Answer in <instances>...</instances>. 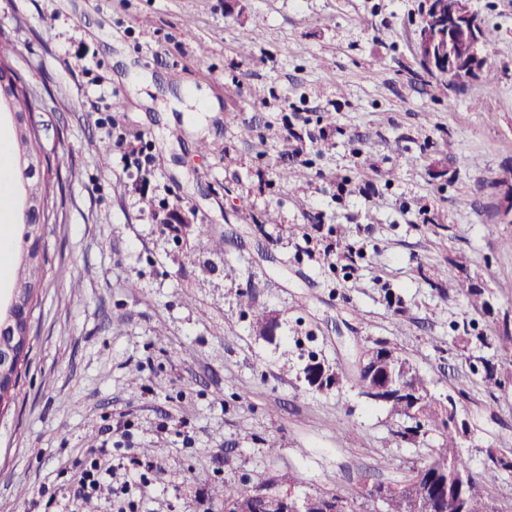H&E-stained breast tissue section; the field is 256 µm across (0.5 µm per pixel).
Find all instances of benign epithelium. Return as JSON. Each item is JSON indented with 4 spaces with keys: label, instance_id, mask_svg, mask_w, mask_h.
Instances as JSON below:
<instances>
[{
    "label": "benign epithelium",
    "instance_id": "1",
    "mask_svg": "<svg viewBox=\"0 0 512 512\" xmlns=\"http://www.w3.org/2000/svg\"><path fill=\"white\" fill-rule=\"evenodd\" d=\"M417 54L424 68L435 74H447L455 84H468L478 78L484 68L480 15L471 0H424L422 19L418 26ZM22 87L12 65L0 67V95L16 103L15 125H26L18 113L26 112L19 91ZM29 337L17 330L16 324L0 327V396L12 388L3 381L4 373L13 368L28 348ZM253 509L269 508L273 512H333L328 499L308 498L299 501L292 489L275 491L256 489L252 493Z\"/></svg>",
    "mask_w": 512,
    "mask_h": 512
}]
</instances>
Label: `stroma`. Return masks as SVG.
Instances as JSON below:
<instances>
[{
    "label": "stroma",
    "instance_id": "obj_1",
    "mask_svg": "<svg viewBox=\"0 0 512 512\" xmlns=\"http://www.w3.org/2000/svg\"><path fill=\"white\" fill-rule=\"evenodd\" d=\"M422 4L0 0L69 173L21 393L0 418V512H42L45 476L107 438L153 466L139 512H224L228 482L337 491L375 512L361 488L403 481L439 443L393 441L399 418L359 396L378 341L436 397L461 393L474 470L512 443V387L488 393L455 342L462 322L476 336L512 323L497 205L512 179V0H472L498 41L457 94L419 63ZM285 162L303 178H279ZM203 232L223 253L199 249ZM443 265L485 289L486 310L437 284ZM313 358L340 386L308 385Z\"/></svg>",
    "mask_w": 512,
    "mask_h": 512
}]
</instances>
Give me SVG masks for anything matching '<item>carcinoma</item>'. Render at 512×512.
I'll use <instances>...</instances> for the list:
<instances>
[{
	"label": "carcinoma",
	"mask_w": 512,
	"mask_h": 512,
	"mask_svg": "<svg viewBox=\"0 0 512 512\" xmlns=\"http://www.w3.org/2000/svg\"><path fill=\"white\" fill-rule=\"evenodd\" d=\"M41 123L30 119L29 127L17 133L15 157L41 154L51 162L50 152L40 135ZM63 189L62 181L52 183L46 178L42 183L29 184L32 195L42 200L43 225L58 222L59 202L57 190ZM46 257L36 249L24 248L19 256L18 278L14 294L38 305L39 293L44 285ZM446 278L448 267L440 269ZM458 293L466 296L474 308L481 306L484 291L454 274ZM459 340L466 344L476 341L487 347L496 342L499 349L512 350V331L504 329L496 336H469L468 326L462 327ZM481 381L489 393L512 385V372L491 358L480 357ZM307 383L316 389L339 382L334 373L321 361H312L304 368ZM357 385L359 395L385 396L384 405L391 412L404 418L399 429L393 431L394 440L415 442L428 432L437 433L441 442L434 455L420 466L413 468L408 477L396 486V493L386 502L385 512H448V504L456 502L463 512H498L493 506L488 488L506 474H512V454L486 450V460L481 471L472 470L468 458L461 450V417L453 395L439 399L431 391V382L418 374L408 359L396 348L382 342L365 350L360 358ZM251 489L235 484L224 485V501L245 502Z\"/></svg>",
	"instance_id": "carcinoma-1"
}]
</instances>
